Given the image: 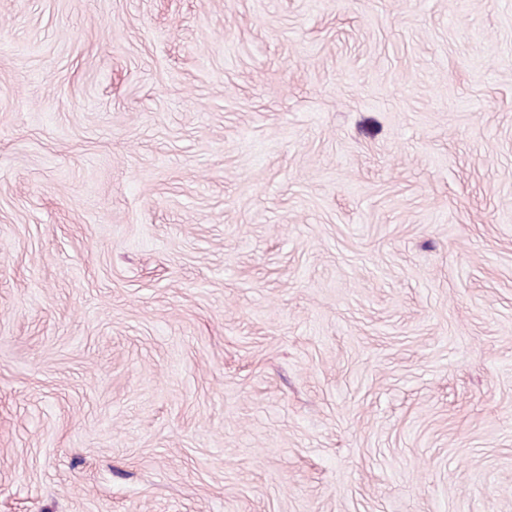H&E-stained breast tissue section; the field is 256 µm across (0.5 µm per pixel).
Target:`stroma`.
Segmentation results:
<instances>
[{
	"label": "stroma",
	"instance_id": "1",
	"mask_svg": "<svg viewBox=\"0 0 512 512\" xmlns=\"http://www.w3.org/2000/svg\"><path fill=\"white\" fill-rule=\"evenodd\" d=\"M0 512H512V0H0Z\"/></svg>",
	"mask_w": 512,
	"mask_h": 512
}]
</instances>
